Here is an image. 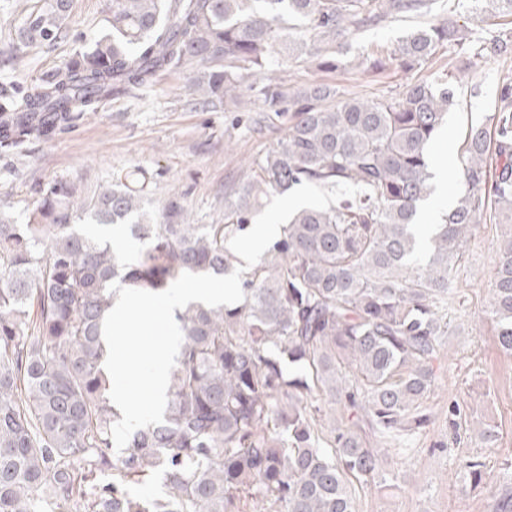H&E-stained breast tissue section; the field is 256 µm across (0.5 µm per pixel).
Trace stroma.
Here are the masks:
<instances>
[{
	"label": "stroma",
	"mask_w": 512,
	"mask_h": 512,
	"mask_svg": "<svg viewBox=\"0 0 512 512\" xmlns=\"http://www.w3.org/2000/svg\"><path fill=\"white\" fill-rule=\"evenodd\" d=\"M39 0H0V87L21 88L39 82L88 46L106 25L108 0H74L66 35L53 44L18 45L17 30ZM388 17L378 24L344 33V64L321 69L274 56L271 69L286 88L316 82L335 85L350 96L404 94L409 85L443 71L459 79L457 97L439 142V167L448 173V195L463 190L458 158L473 124L487 123L500 105L512 57L476 58L452 47L421 70L391 65L373 70L371 58L388 55L419 20ZM427 21H456L469 38L512 36V24L489 26L473 14L470 0H434ZM192 76L166 70L151 84L99 102L96 111L48 141L34 140L21 150L0 154V209L21 219L48 183H75L93 194L113 177L135 167L150 174L153 200L181 199L196 223L210 224L224 213V186L241 176L282 133L274 121L266 137L252 134L249 112H227L202 105L186 87ZM505 225L487 213L472 228L458 270L456 301L448 314V339L434 362L435 382L424 402L428 425L401 444H382L387 482L372 479L356 487L358 512H494L496 501L485 485L464 483L460 459L482 456L490 479H498L504 461H512V353L499 346L487 313L497 249ZM461 414L449 418L452 406ZM494 429L486 440L485 429Z\"/></svg>",
	"instance_id": "35a3bbf8"
}]
</instances>
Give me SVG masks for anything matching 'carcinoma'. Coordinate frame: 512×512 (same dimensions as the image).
I'll return each mask as SVG.
<instances>
[{"label": "carcinoma", "instance_id": "cac0c4a2", "mask_svg": "<svg viewBox=\"0 0 512 512\" xmlns=\"http://www.w3.org/2000/svg\"><path fill=\"white\" fill-rule=\"evenodd\" d=\"M431 0H111L108 30L23 93L0 88V153L51 139L114 92L162 70H198L207 105L247 101L256 130L284 133L224 185V217L196 224L177 197L149 210L147 171L116 176L91 198L73 183L41 191L25 222L0 209V512H356L354 482L380 473L366 432L400 441L426 427L433 362L448 335L452 285L471 228L489 210L512 223V84L485 126L466 136L465 185L422 246L414 224L433 192L434 140L456 87L446 73L399 98L346 97L316 84L287 92L267 74L272 53L339 65L340 36L385 16L423 14ZM485 18L512 0H480ZM73 0H43L18 29L25 45L65 34ZM466 37L421 24L388 59L427 66ZM512 53V39L473 55ZM386 59V60H388ZM386 60H373L383 68ZM337 182L364 188L326 211L302 209L241 275L234 305L175 310L183 343L164 422L114 450L122 418L109 398L102 324L110 286L161 292L182 273L244 265L228 239L274 193ZM489 317L512 352V233L500 244ZM470 483L485 463L460 460ZM162 474V491L126 485Z\"/></svg>", "mask_w": 512, "mask_h": 512}]
</instances>
